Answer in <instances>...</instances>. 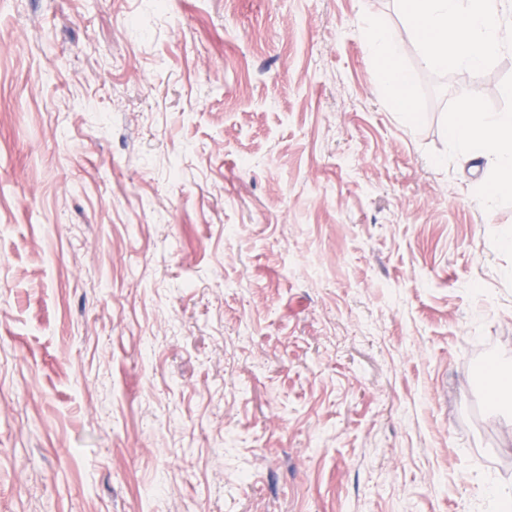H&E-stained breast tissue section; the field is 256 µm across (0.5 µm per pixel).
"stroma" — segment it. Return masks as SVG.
Returning <instances> with one entry per match:
<instances>
[{"label":"stroma","instance_id":"obj_1","mask_svg":"<svg viewBox=\"0 0 512 512\" xmlns=\"http://www.w3.org/2000/svg\"><path fill=\"white\" fill-rule=\"evenodd\" d=\"M402 31L394 111L357 20ZM397 0H0V512H489L512 196L448 148L512 52ZM430 68L478 70L512 50L509 0H399Z\"/></svg>","mask_w":512,"mask_h":512}]
</instances>
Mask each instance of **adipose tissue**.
<instances>
[{"mask_svg": "<svg viewBox=\"0 0 512 512\" xmlns=\"http://www.w3.org/2000/svg\"><path fill=\"white\" fill-rule=\"evenodd\" d=\"M399 8L421 47L424 66L477 70L512 50V0H399ZM361 30L392 107L413 112V75L399 63L400 34L369 14ZM448 146L489 160L491 179L481 195L483 203L512 192V111L469 107L450 125Z\"/></svg>", "mask_w": 512, "mask_h": 512, "instance_id": "adipose-tissue-1", "label": "adipose tissue"}]
</instances>
